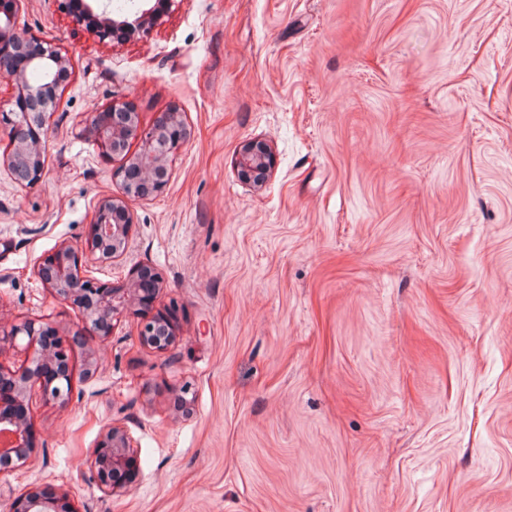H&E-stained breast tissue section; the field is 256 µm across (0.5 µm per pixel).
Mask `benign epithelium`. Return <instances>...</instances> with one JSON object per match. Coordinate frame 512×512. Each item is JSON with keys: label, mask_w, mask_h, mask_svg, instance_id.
Returning <instances> with one entry per match:
<instances>
[{"label": "benign epithelium", "mask_w": 512, "mask_h": 512, "mask_svg": "<svg viewBox=\"0 0 512 512\" xmlns=\"http://www.w3.org/2000/svg\"><path fill=\"white\" fill-rule=\"evenodd\" d=\"M23 0H0V75L14 87L10 112L0 113V123L10 126L11 150L0 156V169L7 170L23 185L38 182L46 161V133L56 112L61 76L69 72L70 59L50 43L25 38L14 31L15 15ZM101 0H65L70 15L87 22L88 30L100 41L123 42L137 32L149 31L169 12L175 0H160L164 9L151 6L139 10L133 18H114L100 5ZM38 66L45 70L46 81L33 84L27 71ZM82 134L93 140L108 161H119L113 176L120 180V191L99 200L88 235L79 246L62 245L42 264L37 275L56 298L75 306L82 327L71 340L81 344L86 353L85 373L96 370L93 342L112 332L113 321L129 303L140 302L164 286L162 277L147 264L130 271L123 288H112L85 275L87 267L102 262L114 263L124 258L134 224L131 204L162 191L174 151L189 138L178 110L165 113L149 130L140 128L138 115L126 102L113 101L101 110L88 112ZM139 138L142 149L129 154V141ZM239 176L263 185L274 166L270 146L262 140H248L240 148L237 161ZM52 327L35 326L24 321L5 327L0 324V345H21L30 352L27 364L18 372L0 373V405L22 403L38 389L42 397L64 405L70 399L72 378L68 368L69 350L59 339L47 344ZM143 342L157 350L166 349L173 340V328L163 315L155 316L142 332ZM32 422L20 411H0V437H7L5 455L17 463L28 462L35 453L30 436ZM132 439L120 426L110 425L102 439L86 456L85 464L96 475L103 492L129 490L131 480L120 477L132 469ZM62 496L32 488L15 496L9 512H63Z\"/></svg>", "instance_id": "1"}]
</instances>
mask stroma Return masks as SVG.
<instances>
[{
  "label": "stroma",
  "mask_w": 512,
  "mask_h": 512,
  "mask_svg": "<svg viewBox=\"0 0 512 512\" xmlns=\"http://www.w3.org/2000/svg\"><path fill=\"white\" fill-rule=\"evenodd\" d=\"M14 29L70 69L41 180L0 172V324L82 325L36 269L119 190L85 113L176 109L190 138L91 269L164 289L92 376L75 352L67 406L31 399L0 512L33 487L77 512H512V0H175L122 44L23 0ZM250 139L275 154L260 188ZM112 423L140 463L115 495L84 464ZM236 166L242 179L262 186L274 166L270 146L262 140L246 141L239 150ZM173 328L163 315L155 316L142 332L143 342L157 350L166 349L173 340Z\"/></svg>",
  "instance_id": "obj_1"
}]
</instances>
